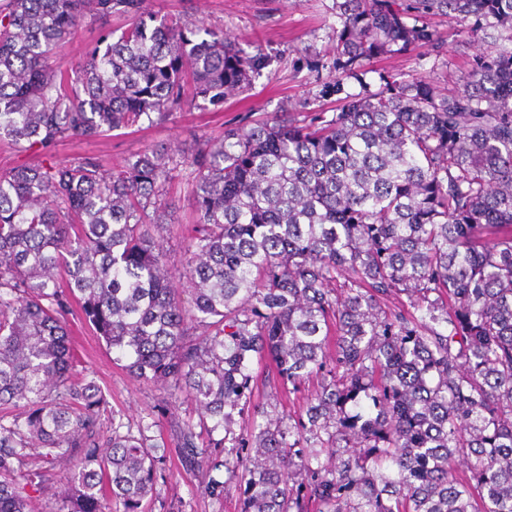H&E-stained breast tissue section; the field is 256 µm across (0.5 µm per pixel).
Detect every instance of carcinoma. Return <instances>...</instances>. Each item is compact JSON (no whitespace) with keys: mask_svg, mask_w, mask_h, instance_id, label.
Segmentation results:
<instances>
[{"mask_svg":"<svg viewBox=\"0 0 512 512\" xmlns=\"http://www.w3.org/2000/svg\"><path fill=\"white\" fill-rule=\"evenodd\" d=\"M336 7L339 76L321 98L430 40L434 16L512 31V0ZM90 25L97 39L61 58ZM266 63L144 0H0V143L40 156L0 169V512H37L62 462L57 512H142L166 460L148 425L100 440L107 399L73 352V315L128 374L194 403L175 449L219 504L512 512V47L446 95L387 82L329 120L192 130L190 156L53 160L66 139L219 111ZM187 167L186 301L151 227ZM310 381L299 410L278 409Z\"/></svg>","mask_w":512,"mask_h":512,"instance_id":"obj_1","label":"carcinoma"}]
</instances>
